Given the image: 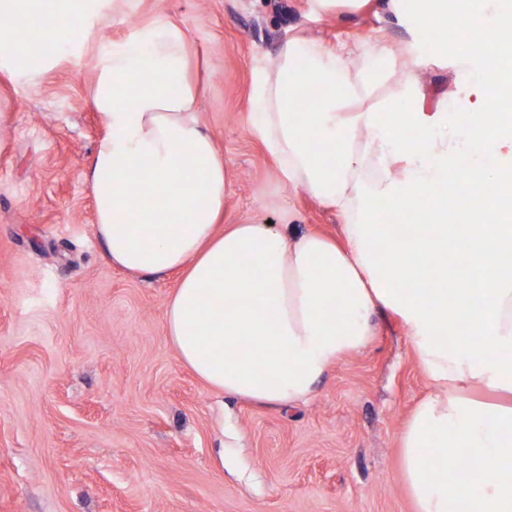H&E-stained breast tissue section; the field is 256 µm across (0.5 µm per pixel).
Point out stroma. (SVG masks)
<instances>
[{"label":"stroma","mask_w":512,"mask_h":512,"mask_svg":"<svg viewBox=\"0 0 512 512\" xmlns=\"http://www.w3.org/2000/svg\"><path fill=\"white\" fill-rule=\"evenodd\" d=\"M400 0H140L103 40L164 13L182 23L205 88L200 119L228 164L224 221L340 239L342 217L285 181L252 132L254 71L282 43L381 42L401 49L364 100L380 109L414 78L428 112L459 73L443 33ZM422 49L406 67L404 56ZM91 70L70 61L20 92L0 83V512H415L400 435L431 389L392 312L308 401L268 408L211 393L164 329L177 273L126 272L105 256L88 165L108 130Z\"/></svg>","instance_id":"stroma-1"}]
</instances>
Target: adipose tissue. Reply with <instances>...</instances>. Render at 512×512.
Here are the masks:
<instances>
[{
    "label": "adipose tissue",
    "instance_id": "1",
    "mask_svg": "<svg viewBox=\"0 0 512 512\" xmlns=\"http://www.w3.org/2000/svg\"><path fill=\"white\" fill-rule=\"evenodd\" d=\"M420 2L423 28L465 32L455 56L480 81L464 121L423 112L410 87L386 113L356 108L387 76L392 52L377 45L354 74L345 48L292 38L255 76L254 133L285 180L345 217L341 247L268 224L222 225L227 166L198 117L185 28L157 14L121 40L99 38L138 0H0V79L24 89L60 62L89 60L90 100L109 130L86 173L96 234L128 272L181 271L166 334L213 393L273 408L307 400L371 341L374 313L391 311L434 386L400 437L416 512H512V225L479 221L512 212V115L491 109L512 85L502 50L512 12L496 0ZM306 90L319 91L320 107L302 121L294 106ZM367 159L379 170L371 180ZM380 201L394 223H370ZM430 206L435 235L397 224ZM438 448L465 452L472 474L433 478Z\"/></svg>",
    "mask_w": 512,
    "mask_h": 512
}]
</instances>
